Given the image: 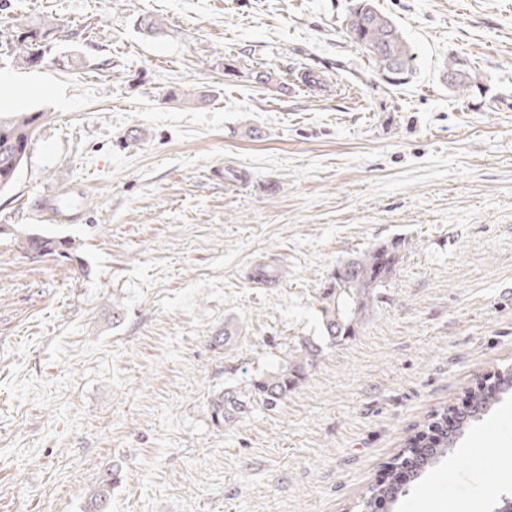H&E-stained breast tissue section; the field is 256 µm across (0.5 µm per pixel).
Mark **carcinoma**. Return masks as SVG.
<instances>
[{"instance_id": "carcinoma-1", "label": "carcinoma", "mask_w": 512, "mask_h": 512, "mask_svg": "<svg viewBox=\"0 0 512 512\" xmlns=\"http://www.w3.org/2000/svg\"><path fill=\"white\" fill-rule=\"evenodd\" d=\"M44 34L56 40V28L49 20L17 27L7 40L6 50L14 62L27 66L38 49L33 34ZM345 35L349 41L363 49L376 67L384 73L386 83L397 85L410 78L415 56L412 48L396 23L385 15L375 0H355L345 19ZM445 80L449 86L467 92L474 85L473 73L455 58L448 60ZM42 113H0V141H11L14 147H22L12 172L0 170V191L9 189L28 157V146L32 142ZM12 235L24 253L39 257L52 256L71 259L79 245L75 240L51 233L34 232L27 228H12ZM398 244L376 245L337 263L347 276L349 287H336V271H331L318 295V319L320 333L304 336L293 343L288 351V360L276 370L262 373L250 379L244 387L232 386L213 395L210 400V420L216 427L230 424L260 405L273 411L288 398V394L301 384L321 360L324 349L354 334L366 311L386 287L395 266L398 264ZM239 331L235 325L224 324V332L214 337V345L233 349ZM489 378L497 382L496 390L512 392V367H496ZM494 399L490 391L480 386H466L454 401L431 412L417 431L403 442L398 455L388 463V476L384 483L373 485L361 502L364 512H377L383 502H394L402 494L398 481L401 469L419 473L448 453L453 447L454 437L448 434V420H453L456 430L461 432L491 407ZM120 483V470L107 468L100 472L95 489L87 499L85 512H108L112 500V489Z\"/></svg>"}]
</instances>
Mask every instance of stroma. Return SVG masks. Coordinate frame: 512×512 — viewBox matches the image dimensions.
<instances>
[{
  "instance_id": "obj_1",
  "label": "stroma",
  "mask_w": 512,
  "mask_h": 512,
  "mask_svg": "<svg viewBox=\"0 0 512 512\" xmlns=\"http://www.w3.org/2000/svg\"><path fill=\"white\" fill-rule=\"evenodd\" d=\"M352 4L0 0V44L61 28L39 66L0 54V112L44 115L0 225L79 244L32 258L0 234V512H84L111 465V512H356L415 424L512 365V0H378L416 56L397 87L346 37ZM188 86L202 102L174 98ZM62 189L80 221L34 212ZM395 241L355 335L280 410L213 426L214 394L316 335L337 262ZM402 482L384 512H492L512 495V395ZM444 73L446 83L462 93L467 92L475 83L473 73L455 58L448 60Z\"/></svg>"
}]
</instances>
